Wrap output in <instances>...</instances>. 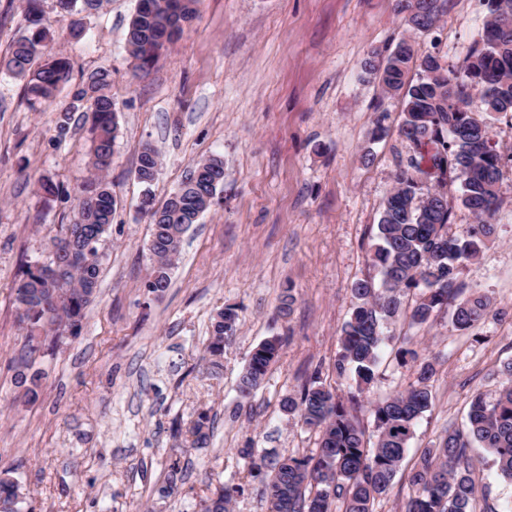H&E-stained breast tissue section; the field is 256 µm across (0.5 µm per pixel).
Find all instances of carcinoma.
Returning <instances> with one entry per match:
<instances>
[{"label":"carcinoma","mask_w":512,"mask_h":512,"mask_svg":"<svg viewBox=\"0 0 512 512\" xmlns=\"http://www.w3.org/2000/svg\"><path fill=\"white\" fill-rule=\"evenodd\" d=\"M180 0H140L131 18L127 52L138 71L150 70L165 42L182 32L170 29V11ZM486 19L478 39L462 65L441 63L431 54L418 57L414 44L406 45L381 61L365 66L378 76L386 95L403 98L399 136L413 154L400 166L395 184L384 201L372 260L380 280L359 278L351 285L357 300L340 334L341 354L336 377L355 376L356 391L342 400L331 386L316 377L297 394L281 401V409L299 417L302 426L318 436V448L303 457L286 456L270 464L253 457L250 470L265 473L268 512H373L377 499L389 494L414 436L418 419L431 407L428 381L431 363L416 349L405 354L418 364L416 384L371 409L378 431L367 446L357 409L359 394L375 378L382 346L391 339L390 325L407 320L412 326L430 323L441 309L457 298L458 270L477 258L495 236L493 219L502 200L498 184L505 160L492 143L487 116L512 112V11L503 0H483ZM103 0H56L57 13L76 16L101 7ZM397 12L419 31L432 29L440 16L438 0H397ZM22 35L0 58V69L24 82L30 106H44L70 84L72 63L48 50L50 23L42 0H26ZM416 80H408L412 67ZM110 73L93 70L74 91V99L87 104L84 120L90 123L92 175L75 198L74 221L66 225L63 240L74 259L63 275L52 281L29 263L14 288L16 320L24 330L22 360H35L52 338L66 330L76 335L84 311L97 296L101 259L99 244L112 224L116 200L107 171L116 139L115 105L109 92ZM481 108H472L473 98ZM215 165L196 162L189 176L158 207L145 197L149 215L152 255L151 290L163 293L180 253L183 235L214 202L224 185L223 160ZM160 157L155 149L140 152L136 174L149 185L158 176ZM458 184L456 201L477 220L450 232L453 204L448 184ZM46 198L69 200L64 186L50 177L39 182ZM490 312V300L473 292L451 311L455 326L468 330ZM237 314L232 307L220 311L211 325L208 350L219 355L224 337L234 333ZM282 341L271 337L253 349L239 382L242 395L260 385L280 357ZM506 383L497 399L488 403L475 396L468 411L466 430H448L431 448H425L407 474L409 492L401 512H474L478 493L473 445L492 457L497 474L512 482V361L501 370ZM192 445L210 441L208 416L201 413L190 430ZM235 488L224 487L203 500V512H229ZM20 490L10 471L0 472V512H20Z\"/></svg>","instance_id":"obj_1"}]
</instances>
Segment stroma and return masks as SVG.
<instances>
[{"label": "stroma", "mask_w": 512, "mask_h": 512, "mask_svg": "<svg viewBox=\"0 0 512 512\" xmlns=\"http://www.w3.org/2000/svg\"><path fill=\"white\" fill-rule=\"evenodd\" d=\"M440 20L427 32L408 26L396 0H199L182 35L162 48L156 66L135 75L126 36L136 0H105L84 17L86 41L70 39L69 18L53 0V49L74 73L112 74L118 136L110 179L117 199L100 251L97 299L78 335L38 359L44 372L37 402L23 403L15 376L24 334L13 308L23 266L46 256L45 245L74 219L72 203L36 194L47 175L70 192L90 176L89 135L71 120L58 136L67 86L56 104L31 110L22 81L0 73V470L11 469L23 512H201L200 501L222 485L241 486L231 512H268L264 478L251 474L247 447L268 456L311 454L314 433L283 413L280 400L311 377L340 397L354 381L333 368L339 335L354 299L351 284L376 276L372 264L384 198L398 161L411 150L399 138L401 97L383 96L363 63L387 56L403 39L420 54L461 65L477 39L485 7L439 0ZM161 168L149 186L135 177L144 144ZM224 159V185L186 232L170 286L147 289L151 234L144 194L163 203L193 164ZM496 235L457 275L479 291L491 312L463 331L441 310L428 326L392 325L358 416L367 442L377 432L370 407L406 391L413 362L403 343L425 349L433 367L432 406L415 427L390 493L374 512H397L408 493L406 473L422 449L463 428L474 396L494 400L512 361V167L502 169ZM295 301L289 315L279 307ZM238 314L221 356L206 346L224 306ZM282 340L279 361L248 398L238 380L261 341ZM214 421L208 447L191 445L200 412ZM183 482L163 489L172 459ZM482 492L476 512H512V483L497 475L488 453L476 463Z\"/></svg>", "instance_id": "obj_1"}]
</instances>
